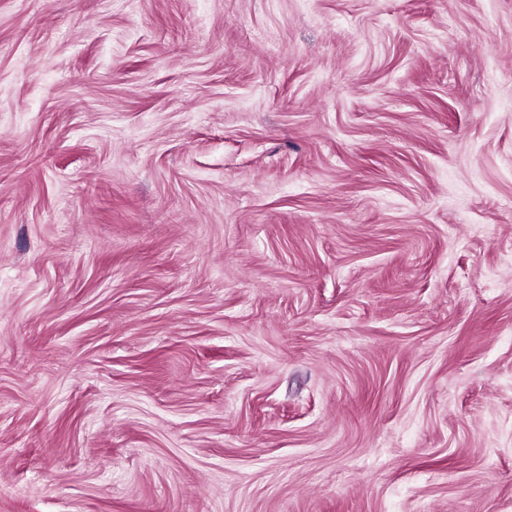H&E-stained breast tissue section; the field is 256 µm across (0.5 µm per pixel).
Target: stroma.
Segmentation results:
<instances>
[{
	"label": "stroma",
	"instance_id": "35a3bbf8",
	"mask_svg": "<svg viewBox=\"0 0 512 512\" xmlns=\"http://www.w3.org/2000/svg\"><path fill=\"white\" fill-rule=\"evenodd\" d=\"M0 512H512V0H0Z\"/></svg>",
	"mask_w": 512,
	"mask_h": 512
}]
</instances>
